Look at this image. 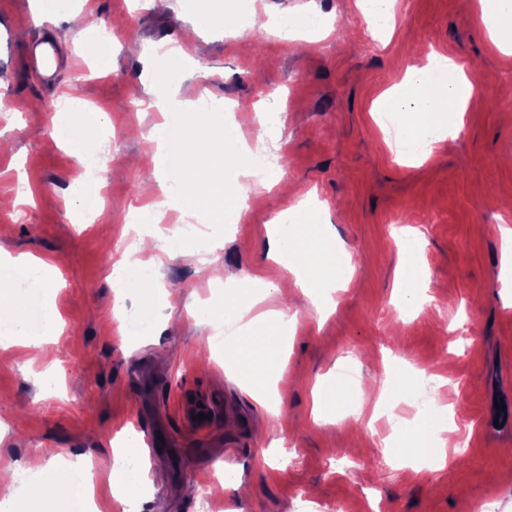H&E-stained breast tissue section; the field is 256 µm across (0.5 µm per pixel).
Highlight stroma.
I'll use <instances>...</instances> for the list:
<instances>
[{
    "instance_id": "1",
    "label": "stroma",
    "mask_w": 512,
    "mask_h": 512,
    "mask_svg": "<svg viewBox=\"0 0 512 512\" xmlns=\"http://www.w3.org/2000/svg\"><path fill=\"white\" fill-rule=\"evenodd\" d=\"M261 23L231 38L194 29L192 0H71L53 17L35 0H0V260L30 256L52 263L63 323L37 353L0 348V466L10 464L16 495L29 485L31 458L89 457L106 462L112 442L141 430L160 437L148 454L164 481L153 483L140 512H477L481 498L512 512V289L502 287L499 224L512 228V52L489 38L479 0H396L385 43L374 40L359 0H262ZM334 16L332 35L297 49L266 32L277 16ZM115 33L107 73L98 75L86 49L90 31ZM56 35L58 68L43 76L28 52L46 31ZM183 46L192 63L179 97L200 95L233 105L227 121L258 137L262 94H280L281 138L272 139L294 193L255 188L239 224L212 227L220 251L171 253L172 228L157 232L138 257L153 264L155 290L169 296L163 324L126 344L113 316L143 304L115 288L109 265L129 241L131 213L161 199L151 171L133 166L153 153L147 139L160 119L149 108L147 51ZM453 58L479 94L456 138L435 143L429 158H399L377 124L374 102L428 51ZM108 116L111 134L90 133L102 155L106 192L94 218L76 212L79 168L53 135L63 118L59 93ZM344 242L353 267L336 310L324 319L293 288L288 307L297 324L288 337L287 388L279 411L264 406L215 345L216 323L197 305L225 300L232 281L248 296L250 279L279 281L269 256L272 219L303 198ZM406 228L423 242L430 286L417 313L402 314L395 288ZM56 377L42 386L44 371ZM448 375L427 389L429 401L452 408L458 445L445 465L416 470L382 445L387 418L379 399L403 404L407 375ZM341 381L336 411L313 414L320 386ZM211 402L217 415L203 432L186 426L181 404ZM241 484L224 488L225 475Z\"/></svg>"
}]
</instances>
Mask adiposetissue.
<instances>
[{
	"label": "adipose tissue",
	"instance_id": "obj_1",
	"mask_svg": "<svg viewBox=\"0 0 512 512\" xmlns=\"http://www.w3.org/2000/svg\"><path fill=\"white\" fill-rule=\"evenodd\" d=\"M477 89L453 59L440 58L434 66L406 69L400 83L380 99L384 112L398 113L405 121L403 148L412 159L431 154L433 145L456 137L464 114ZM153 107L162 121L152 127L148 139L163 160L162 171L177 195L165 204L155 202L137 208L134 221L157 224L163 205L174 206L183 217L201 224H236L244 215L238 195L225 191L218 171L231 169L242 177L251 174L250 150L238 127L225 124L222 114L187 112L180 106L154 98ZM422 242L416 236L405 239L406 257L397 286L408 311L426 303V272L419 260ZM274 259L289 273L296 287L307 290L316 316L335 311L333 294L347 287L351 278L349 260L322 225L301 218L295 223L275 221ZM55 284L48 264L40 260L0 261V346L40 347L57 334L60 315L54 300ZM198 315L206 321L235 318L239 324L234 354L237 363L250 373L262 398L275 406L283 402L279 386L289 327L296 318L288 307L257 310L255 302L227 298L223 308H206ZM36 476L32 496L13 499L11 512H31L38 504L43 512H91L96 480L107 479L121 502L142 499L149 482V469L140 448H116L100 467L90 459L78 462H32Z\"/></svg>",
	"mask_w": 512,
	"mask_h": 512
}]
</instances>
